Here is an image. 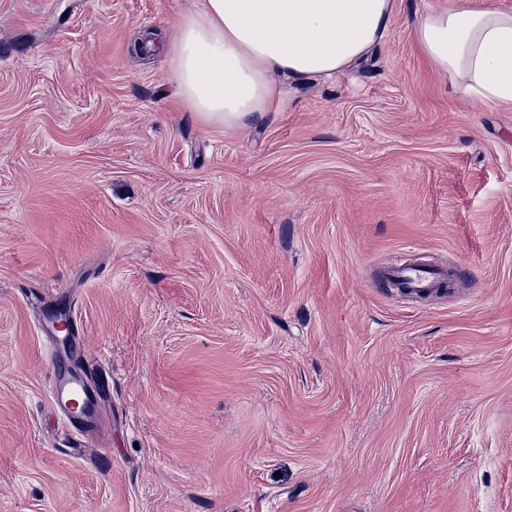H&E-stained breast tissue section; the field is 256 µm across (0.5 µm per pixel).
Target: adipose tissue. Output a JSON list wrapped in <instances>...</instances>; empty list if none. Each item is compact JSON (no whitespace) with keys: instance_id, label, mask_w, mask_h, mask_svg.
Returning a JSON list of instances; mask_svg holds the SVG:
<instances>
[{"instance_id":"obj_1","label":"adipose tissue","mask_w":512,"mask_h":512,"mask_svg":"<svg viewBox=\"0 0 512 512\" xmlns=\"http://www.w3.org/2000/svg\"><path fill=\"white\" fill-rule=\"evenodd\" d=\"M394 10V0H199L163 45L175 94L210 124L260 120L278 109V77L344 73L389 36ZM414 34L465 97L512 103V12L456 0L418 15Z\"/></svg>"}]
</instances>
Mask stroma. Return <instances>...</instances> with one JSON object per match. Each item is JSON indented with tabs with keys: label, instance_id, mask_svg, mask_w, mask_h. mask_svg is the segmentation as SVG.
Masks as SVG:
<instances>
[{
	"label": "stroma",
	"instance_id": "35a3bbf8",
	"mask_svg": "<svg viewBox=\"0 0 512 512\" xmlns=\"http://www.w3.org/2000/svg\"><path fill=\"white\" fill-rule=\"evenodd\" d=\"M445 2L227 128L141 50L196 0H0V512H512V106L422 56ZM389 274L394 277H411L412 279L409 282V286L425 293L427 298H433L440 295L438 289L434 287L433 280L437 276L434 272L416 276L409 270L405 269L403 265H395L390 269ZM52 404L65 416L69 432L82 433L84 425L92 418L86 410L89 408V396L84 385L77 381L55 376L51 388Z\"/></svg>",
	"mask_w": 512,
	"mask_h": 512
}]
</instances>
